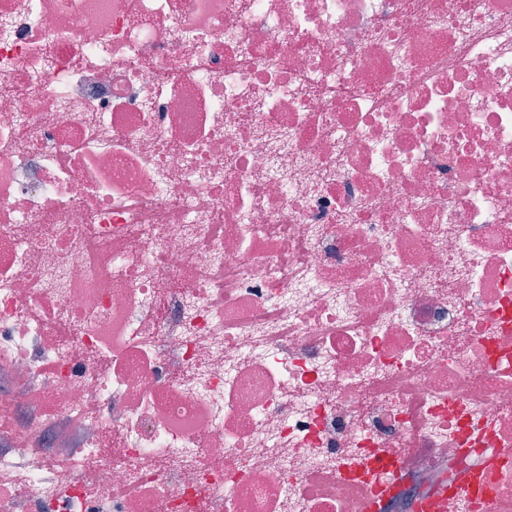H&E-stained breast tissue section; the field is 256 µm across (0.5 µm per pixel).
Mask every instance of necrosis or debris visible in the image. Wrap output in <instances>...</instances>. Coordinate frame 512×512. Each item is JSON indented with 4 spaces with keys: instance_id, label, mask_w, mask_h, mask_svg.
Here are the masks:
<instances>
[{
    "instance_id": "4bbe7bcc",
    "label": "necrosis or debris",
    "mask_w": 512,
    "mask_h": 512,
    "mask_svg": "<svg viewBox=\"0 0 512 512\" xmlns=\"http://www.w3.org/2000/svg\"><path fill=\"white\" fill-rule=\"evenodd\" d=\"M512 512V0H0V512ZM484 462H477L471 469L457 470L451 472L452 489L460 495H469L474 491L477 480V469L483 466Z\"/></svg>"
}]
</instances>
